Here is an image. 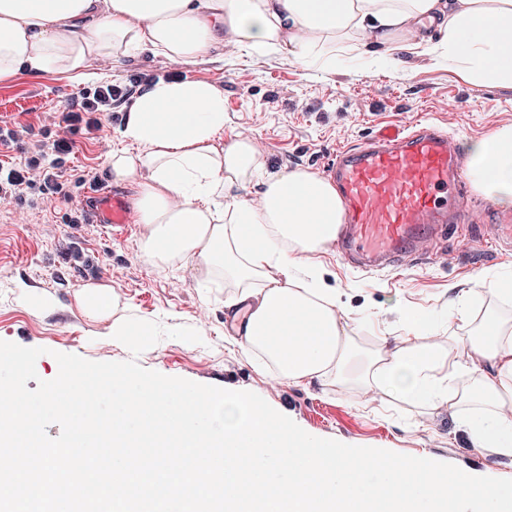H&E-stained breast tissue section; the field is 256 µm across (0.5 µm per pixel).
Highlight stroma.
<instances>
[{
    "instance_id": "obj_1",
    "label": "stroma",
    "mask_w": 512,
    "mask_h": 512,
    "mask_svg": "<svg viewBox=\"0 0 512 512\" xmlns=\"http://www.w3.org/2000/svg\"><path fill=\"white\" fill-rule=\"evenodd\" d=\"M97 83L126 82L134 74L207 81L224 94V138H250L275 170L303 169L322 174L330 152L357 145L387 125L431 121L455 139L461 154L472 142L512 124V84L476 85L447 64L426 54L405 57L396 75L369 69L352 53H342L327 69L306 68L289 55H259L225 43L221 56L171 59L144 52L110 64L89 59ZM81 89L63 75L19 73L0 81V123L17 126L21 140L39 134L46 113L64 111ZM127 112L116 107L103 120L98 139L79 134L63 177L71 200L23 201L19 210L0 211V340L41 347L37 380L58 374L55 353L91 361L137 359L167 376L231 390H248L287 415L307 433L348 445L387 449L453 464L495 478H512V459L474 445L456 417L459 407L433 414L420 405L378 395L366 399L362 388L312 379L294 384L281 378L258 356L247 354L229 331L224 300L229 291L200 283L192 271L173 272L147 264L138 240L145 227L134 224L113 233L99 224L73 231L65 222L72 203L90 197L88 180L111 188L106 160L119 148ZM471 219L463 234L449 235L437 255L422 257L387 274H364L347 265L335 248L312 255L324 282L341 295L342 314L358 358L379 348L381 337L403 336L402 316L418 308L428 315L420 334L426 343L447 349L452 336H467L485 316L512 320V303L481 292L483 280L512 281V249L501 247L496 224L485 213L502 210L495 199L475 190L465 197ZM81 259H73V250ZM89 283L111 286L127 306L126 314L162 327L188 326L201 343L162 338L140 355L111 341L107 325L85 318L75 295ZM48 292L55 307L22 302L19 285ZM476 296L467 320L454 317L453 297Z\"/></svg>"
}]
</instances>
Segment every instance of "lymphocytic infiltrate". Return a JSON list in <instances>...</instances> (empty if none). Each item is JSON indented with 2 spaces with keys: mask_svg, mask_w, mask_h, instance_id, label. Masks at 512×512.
Wrapping results in <instances>:
<instances>
[{
  "mask_svg": "<svg viewBox=\"0 0 512 512\" xmlns=\"http://www.w3.org/2000/svg\"><path fill=\"white\" fill-rule=\"evenodd\" d=\"M152 82L142 74L127 84L105 83L75 95L61 117L52 120L43 138L19 146L16 130L0 126V154L20 150V161L0 163V210L9 208L24 190H38L45 198L61 194L60 179L73 151L71 135L78 129L100 130L101 118L115 103L132 105L135 96Z\"/></svg>",
  "mask_w": 512,
  "mask_h": 512,
  "instance_id": "lymphocytic-infiltrate-1",
  "label": "lymphocytic infiltrate"
}]
</instances>
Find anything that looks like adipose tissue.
<instances>
[{"instance_id":"1","label":"adipose tissue","mask_w":512,"mask_h":512,"mask_svg":"<svg viewBox=\"0 0 512 512\" xmlns=\"http://www.w3.org/2000/svg\"><path fill=\"white\" fill-rule=\"evenodd\" d=\"M435 26L438 35L422 32ZM512 0H0V80L19 73L86 78L93 57L119 60L150 50L205 58L233 41L260 54H285L327 67L347 49L399 73L405 53H428L468 81L512 84ZM107 161L114 184L133 190L132 207L149 233L146 263L194 268L211 284L234 287L227 312L247 311L241 344L261 351L293 383L317 378L372 386L431 410L450 400L481 406L463 419L472 441L512 458V325L493 322L482 340L449 339L447 351L421 343L427 320L407 312L405 335L389 351L350 365L351 342L335 289L295 253H317L343 222L335 185L305 170L274 171L254 143L224 139V95L200 80L158 79L136 98ZM469 177L482 194L512 203V124L471 148ZM256 189V200L244 192ZM88 317L124 341L146 331L112 317L111 286L76 295ZM464 351L475 377L457 392L448 352Z\"/></svg>"}]
</instances>
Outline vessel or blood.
<instances>
[{"instance_id":"b4317fda","label":"vessel or blood","mask_w":512,"mask_h":512,"mask_svg":"<svg viewBox=\"0 0 512 512\" xmlns=\"http://www.w3.org/2000/svg\"><path fill=\"white\" fill-rule=\"evenodd\" d=\"M344 204L337 236L345 260L363 270L392 269L464 224L457 205L466 165L448 133L430 122L385 127L356 146L334 152L326 165ZM87 210L112 228L134 223L116 192L87 199Z\"/></svg>"}]
</instances>
